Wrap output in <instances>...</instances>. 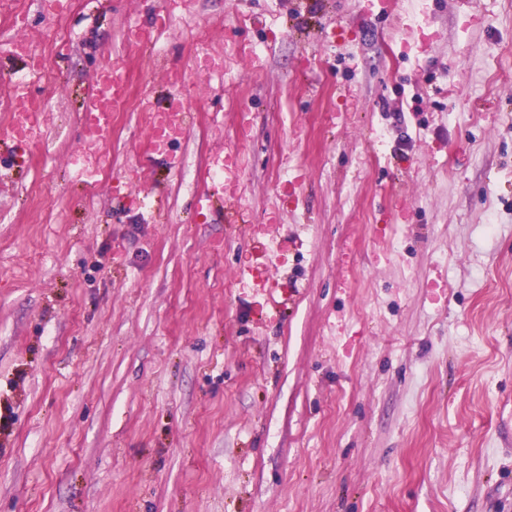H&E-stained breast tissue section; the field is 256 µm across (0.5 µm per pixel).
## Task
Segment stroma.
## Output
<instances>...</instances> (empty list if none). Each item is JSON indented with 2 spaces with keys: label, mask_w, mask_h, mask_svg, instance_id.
<instances>
[{
  "label": "stroma",
  "mask_w": 512,
  "mask_h": 512,
  "mask_svg": "<svg viewBox=\"0 0 512 512\" xmlns=\"http://www.w3.org/2000/svg\"><path fill=\"white\" fill-rule=\"evenodd\" d=\"M44 2L0 12V68L49 62L0 154V512H512V0ZM233 142L237 224L196 207ZM112 111L109 100H101L97 84L94 82L85 102V112L91 119L89 131L95 134L100 140H107L111 133L112 114L103 109ZM188 112H155L153 125L156 134L164 130L177 131L185 134Z\"/></svg>",
  "instance_id": "1"
}]
</instances>
